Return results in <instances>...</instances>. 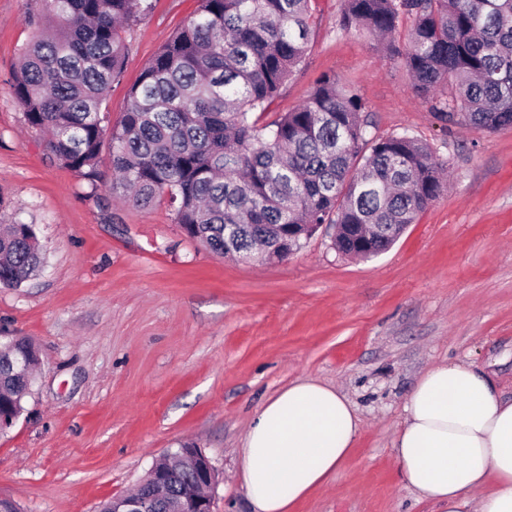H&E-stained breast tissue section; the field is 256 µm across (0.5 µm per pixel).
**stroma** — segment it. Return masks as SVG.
Masks as SVG:
<instances>
[{
	"mask_svg": "<svg viewBox=\"0 0 512 512\" xmlns=\"http://www.w3.org/2000/svg\"><path fill=\"white\" fill-rule=\"evenodd\" d=\"M198 0H152L133 26L108 121ZM317 0L307 54L273 108L303 104L324 75L359 96L375 138L406 134L447 166L448 188L386 253L339 254L322 226L283 261L211 252L174 222L50 161L11 89L30 40L24 0H0V223L35 225L43 269L0 285V330L41 364L25 410L0 434V497L22 512H96L163 453L193 444L218 475L213 512H250L238 450L262 406L300 378L336 386L361 421L349 460L294 512H434L393 454L421 373L473 364L512 398V129L448 124L369 35Z\"/></svg>",
	"mask_w": 512,
	"mask_h": 512,
	"instance_id": "1",
	"label": "stroma"
}]
</instances>
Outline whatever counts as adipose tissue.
Masks as SVG:
<instances>
[{
	"label": "adipose tissue",
	"instance_id": "1",
	"mask_svg": "<svg viewBox=\"0 0 512 512\" xmlns=\"http://www.w3.org/2000/svg\"><path fill=\"white\" fill-rule=\"evenodd\" d=\"M394 443L404 480L438 512H512V399L465 362L418 379ZM361 432L334 387L300 379L269 399L239 450L252 512H292L349 459Z\"/></svg>",
	"mask_w": 512,
	"mask_h": 512
}]
</instances>
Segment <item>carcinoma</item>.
I'll use <instances>...</instances> for the list:
<instances>
[{
  "mask_svg": "<svg viewBox=\"0 0 512 512\" xmlns=\"http://www.w3.org/2000/svg\"><path fill=\"white\" fill-rule=\"evenodd\" d=\"M195 16L161 46L106 129V102L122 76L127 35L150 0H26L33 27L12 93L26 125L47 134L46 155L92 187L110 133L112 187L137 205L164 195L175 222L212 252L269 262L300 249L324 224L333 246L359 255L389 249L443 191L431 148L406 134L367 138L361 99L319 79L299 107L260 127L310 43L313 0H198ZM413 19L407 43L391 40ZM344 30L382 38L407 67L413 88L454 89L436 111L477 132L512 128V0H344ZM43 252L30 224H0V284L37 274ZM39 364L34 345H0V417L19 418L27 386L18 359ZM197 483L179 475L156 512H172Z\"/></svg>",
  "mask_w": 512,
  "mask_h": 512,
  "instance_id": "carcinoma-1",
  "label": "carcinoma"
}]
</instances>
